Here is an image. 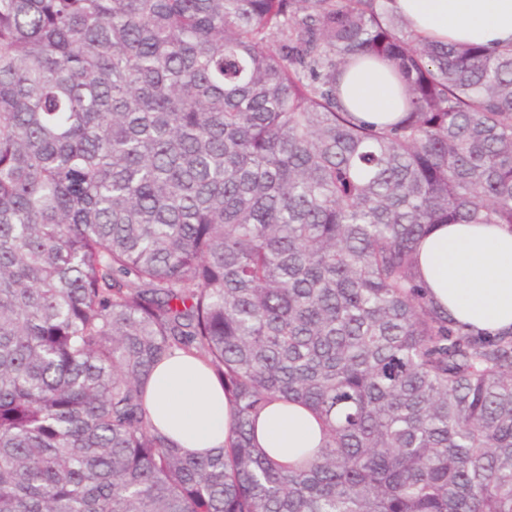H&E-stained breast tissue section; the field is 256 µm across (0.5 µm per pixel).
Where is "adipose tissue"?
Segmentation results:
<instances>
[{"label": "adipose tissue", "mask_w": 512, "mask_h": 512, "mask_svg": "<svg viewBox=\"0 0 512 512\" xmlns=\"http://www.w3.org/2000/svg\"><path fill=\"white\" fill-rule=\"evenodd\" d=\"M416 33L444 42L502 46L512 43V0H393ZM342 104L358 118L392 123L405 105L389 65L352 66L339 88ZM421 281L430 296L473 332L512 331V226L439 224L418 244ZM146 404L154 424L181 448L203 453L222 447L230 409L213 371L181 352L153 371ZM255 441L270 459L295 462L323 441L320 421L307 408L272 402L257 418Z\"/></svg>", "instance_id": "1"}]
</instances>
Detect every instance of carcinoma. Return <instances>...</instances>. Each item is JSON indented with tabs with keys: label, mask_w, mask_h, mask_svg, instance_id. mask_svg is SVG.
<instances>
[{
	"label": "carcinoma",
	"mask_w": 512,
	"mask_h": 512,
	"mask_svg": "<svg viewBox=\"0 0 512 512\" xmlns=\"http://www.w3.org/2000/svg\"><path fill=\"white\" fill-rule=\"evenodd\" d=\"M392 0H0V512H512V334L418 282L435 224L512 226V46ZM390 64L369 124L343 69ZM221 379L190 457L145 390ZM324 445L255 447L273 401ZM338 94L350 112L370 123H393L405 109L391 67L386 63L349 67L342 76ZM146 404L154 424L188 452L220 448L230 433L222 383L192 355L176 352L155 368Z\"/></svg>",
	"instance_id": "1"
}]
</instances>
